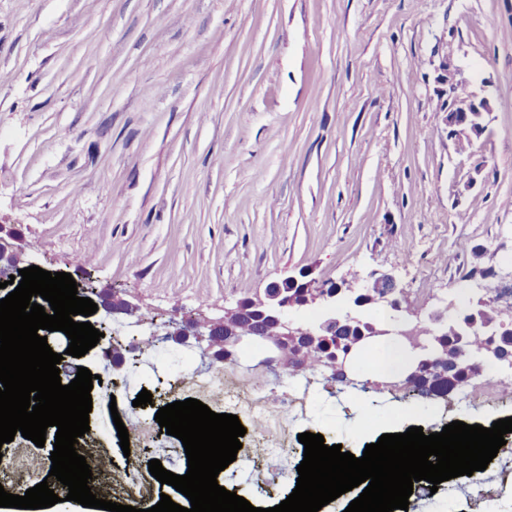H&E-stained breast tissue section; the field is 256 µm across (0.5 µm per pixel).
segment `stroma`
<instances>
[{
  "label": "stroma",
  "instance_id": "1",
  "mask_svg": "<svg viewBox=\"0 0 512 512\" xmlns=\"http://www.w3.org/2000/svg\"><path fill=\"white\" fill-rule=\"evenodd\" d=\"M488 97L485 133L458 151L442 122L443 61ZM0 237L24 263L74 279L91 274L137 308L98 312L105 336L149 338L156 325L263 292L284 272L327 282L395 276L421 315L475 300L473 268L512 272V0H0ZM93 250L91 263L78 254ZM208 337L145 349L113 365L101 347L81 364L108 385L89 426L112 460L111 406L142 427L178 397L170 357L187 375L218 368ZM225 376L257 379L267 398H304L270 449L246 430L219 475L264 508L292 487L304 432L359 455L379 437L483 427L512 403L424 400L406 390L270 369L251 343ZM152 402L135 406L142 390ZM371 406L375 426L358 420ZM183 468L156 429L139 450ZM412 512H512V462L487 467L485 497L423 490Z\"/></svg>",
  "mask_w": 512,
  "mask_h": 512
}]
</instances>
